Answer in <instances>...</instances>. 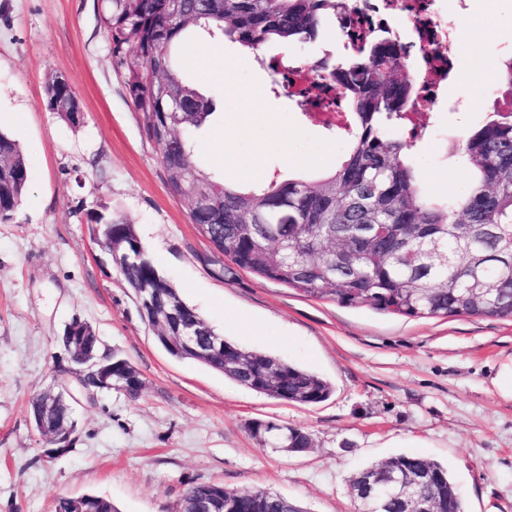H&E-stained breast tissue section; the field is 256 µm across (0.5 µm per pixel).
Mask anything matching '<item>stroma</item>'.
Wrapping results in <instances>:
<instances>
[{
  "instance_id": "35a3bbf8",
  "label": "stroma",
  "mask_w": 512,
  "mask_h": 512,
  "mask_svg": "<svg viewBox=\"0 0 512 512\" xmlns=\"http://www.w3.org/2000/svg\"><path fill=\"white\" fill-rule=\"evenodd\" d=\"M97 0H0V129L20 142L30 186L17 218L0 224V512H55L95 495L117 512H177L188 483L262 488L301 512H359L348 478L360 466L414 453L447 466L465 512H512V402L492 380L512 357V319L417 318L311 298L242 269L226 273L186 203L175 198L142 112L124 86L97 20ZM463 50L438 91L463 111H430L436 131L410 161L432 200L463 192L471 171L458 148L491 110L490 64L512 57V0H476L461 14ZM334 16L313 42H271L260 53L199 39L180 52L184 75L220 113L197 137L204 166L245 186L272 172L300 177L339 164L342 138L306 119L257 59L298 58L343 46ZM67 79L84 121L46 103L49 75ZM132 224L181 299L226 339L279 356L329 381L332 396L299 406L253 392L200 363L171 357L141 317L111 254L93 243L87 215ZM88 322L103 356L131 362L143 387L77 394L71 449L45 457L28 418L31 397L74 386L58 370V341ZM309 432L291 453L253 435L256 422Z\"/></svg>"
}]
</instances>
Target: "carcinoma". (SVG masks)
<instances>
[{
  "label": "carcinoma",
  "instance_id": "cac0c4a2",
  "mask_svg": "<svg viewBox=\"0 0 512 512\" xmlns=\"http://www.w3.org/2000/svg\"><path fill=\"white\" fill-rule=\"evenodd\" d=\"M192 24L169 21V0H101L98 19L118 64L130 48L136 60L124 74L126 91L142 112L148 136H156L163 167L185 169L212 193L224 199L219 213L191 212L208 235L224 241L234 265L271 280V265L255 250L261 238L284 249L278 265L288 268V287L307 296L330 298L352 307H371L408 317L512 318V111H497L473 127L462 145L472 181L461 194L435 202L422 192L409 162L418 130L427 127L426 113L408 116L416 94L417 74L404 64L405 46L389 36L372 35L349 58L327 65L349 109L343 139L348 151L339 165L313 178L281 179L275 175L255 186L232 185L202 167L197 155V132L215 115L211 99L183 78L178 49L197 34L218 40L228 36L258 50L279 40L306 43L318 38L324 18L357 5L345 0H184ZM162 72L175 91L189 97L195 111L186 113L181 140L169 143L157 136L170 111L168 101L156 100L147 77ZM324 86L320 73L294 94L304 115H313ZM47 105L75 98L69 84L51 75L45 85ZM30 184L27 160L18 141L0 131V223L13 221ZM92 224L112 227V239L130 246L138 256L137 277L142 285L167 288L132 225L101 212L89 214ZM377 224L380 238L372 250L357 252L354 269L336 266V282L325 283L334 248L323 239L321 225ZM418 232L445 241L448 262L412 253L415 242L402 248L403 234ZM171 356L191 359L231 381L271 398L310 406L330 398L333 387L322 377L269 353L247 351L224 341V352L206 357L184 354L169 340L156 336ZM137 371L130 362L112 356V385L126 389ZM30 418L49 432L74 425L72 407L49 405L35 396ZM265 443L273 448L302 452L311 447L310 435L296 427L267 422ZM431 472L437 481L424 489L439 497L444 512H464V502L447 467L423 457L399 453L367 464L349 480L356 495L359 478L377 474L382 480L407 473ZM195 512H214V497H233V512H299L298 505L265 489L229 491L210 482L190 485ZM83 500L88 512H117L111 502L94 495Z\"/></svg>",
  "mask_w": 512,
  "mask_h": 512
}]
</instances>
